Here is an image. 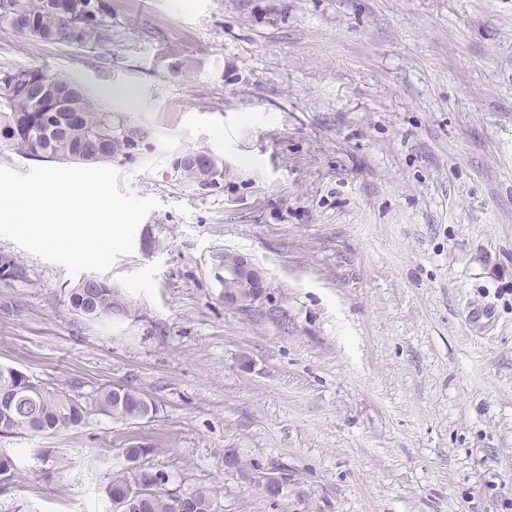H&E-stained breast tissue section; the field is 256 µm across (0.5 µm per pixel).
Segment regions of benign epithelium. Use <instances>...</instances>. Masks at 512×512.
Segmentation results:
<instances>
[{
    "label": "benign epithelium",
    "instance_id": "1",
    "mask_svg": "<svg viewBox=\"0 0 512 512\" xmlns=\"http://www.w3.org/2000/svg\"><path fill=\"white\" fill-rule=\"evenodd\" d=\"M218 266L223 269L224 305L237 309H248L266 297L264 272L244 255L226 251L218 257ZM225 467L235 471L252 470L255 480L272 487L284 485L281 472H268L266 469L240 457L236 461H224Z\"/></svg>",
    "mask_w": 512,
    "mask_h": 512
}]
</instances>
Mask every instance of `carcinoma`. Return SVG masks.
<instances>
[{
	"label": "carcinoma",
	"mask_w": 512,
	"mask_h": 512,
	"mask_svg": "<svg viewBox=\"0 0 512 512\" xmlns=\"http://www.w3.org/2000/svg\"><path fill=\"white\" fill-rule=\"evenodd\" d=\"M9 2L30 31L27 35L50 44L86 45V32L94 30L93 43H112V22L105 0H70L78 4L79 23L70 21L65 0H0ZM72 81L64 74L48 75L38 67L0 69V143L17 154L30 152L41 161L83 163L77 153L84 150L99 154L93 163L131 160L141 151L140 143L126 136L127 115L115 112L98 97L85 93L72 99L79 113L78 125L66 134L56 131L60 113L47 104L41 111L32 105L28 90L41 85L62 86ZM226 171L210 172L200 166L179 169L182 181L202 190L215 189L224 182ZM92 299L84 300L85 289L75 284L68 289L70 310L87 319H110L127 312V305L105 279ZM106 385L87 397L35 385L30 377L12 367L0 366V437H52L62 431L86 424L91 412H101L125 420H141L156 403L144 392L131 387L118 389ZM153 449L140 443L123 449L125 465L117 470L107 466L103 492L112 504V512H215L211 492L197 489L186 495L165 489V472L145 465Z\"/></svg>",
	"instance_id": "1"
}]
</instances>
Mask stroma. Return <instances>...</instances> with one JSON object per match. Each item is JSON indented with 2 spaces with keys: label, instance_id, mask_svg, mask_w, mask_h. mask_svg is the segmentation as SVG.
I'll list each match as a JSON object with an SVG mask.
<instances>
[{
  "label": "stroma",
  "instance_id": "stroma-1",
  "mask_svg": "<svg viewBox=\"0 0 512 512\" xmlns=\"http://www.w3.org/2000/svg\"><path fill=\"white\" fill-rule=\"evenodd\" d=\"M105 2L111 44L0 28V69L68 74L149 129L114 165L159 201L105 274L129 312L72 314L74 277L0 239L25 272L0 280V365L158 412L0 437V512H112L101 461L135 443L217 512H512V0ZM190 148L220 188L178 181ZM227 250L265 272L252 310L224 305ZM230 450L287 469L278 500Z\"/></svg>",
  "mask_w": 512,
  "mask_h": 512
}]
</instances>
